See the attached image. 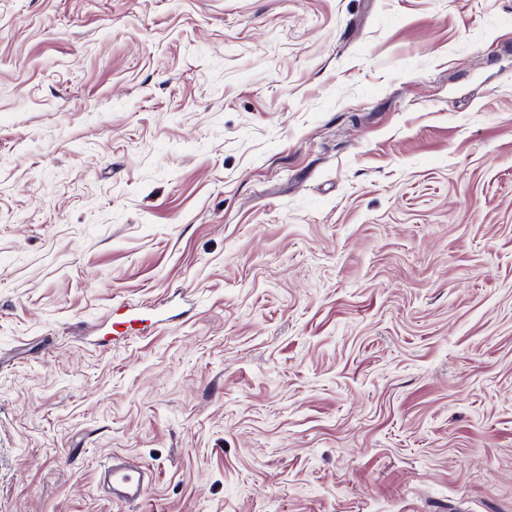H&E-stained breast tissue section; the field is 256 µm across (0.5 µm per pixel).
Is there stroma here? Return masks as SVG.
I'll list each match as a JSON object with an SVG mask.
<instances>
[{
	"label": "stroma",
	"instance_id": "35a3bbf8",
	"mask_svg": "<svg viewBox=\"0 0 512 512\" xmlns=\"http://www.w3.org/2000/svg\"><path fill=\"white\" fill-rule=\"evenodd\" d=\"M0 512H512V0H0ZM100 469V488L112 502L139 503L152 484V474L145 465L129 462L121 455H112Z\"/></svg>",
	"mask_w": 512,
	"mask_h": 512
}]
</instances>
